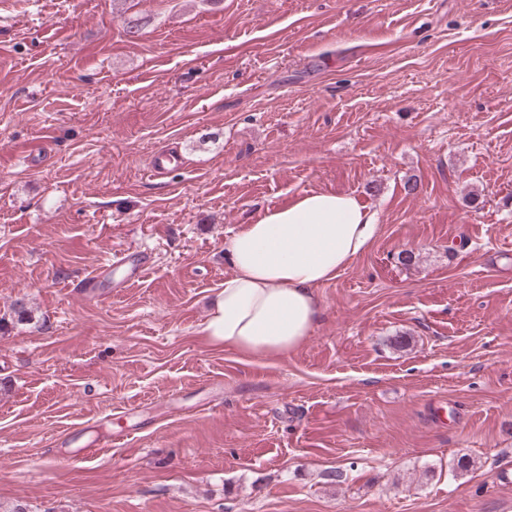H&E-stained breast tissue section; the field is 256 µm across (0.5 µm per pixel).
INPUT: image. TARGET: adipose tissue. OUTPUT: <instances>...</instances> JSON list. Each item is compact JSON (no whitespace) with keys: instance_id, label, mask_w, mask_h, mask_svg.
I'll use <instances>...</instances> for the list:
<instances>
[{"instance_id":"1","label":"adipose tissue","mask_w":512,"mask_h":512,"mask_svg":"<svg viewBox=\"0 0 512 512\" xmlns=\"http://www.w3.org/2000/svg\"><path fill=\"white\" fill-rule=\"evenodd\" d=\"M354 196L309 192L266 209L224 240L225 277L203 332L216 346L254 358L297 349L318 321L317 287L329 283L377 234Z\"/></svg>"}]
</instances>
